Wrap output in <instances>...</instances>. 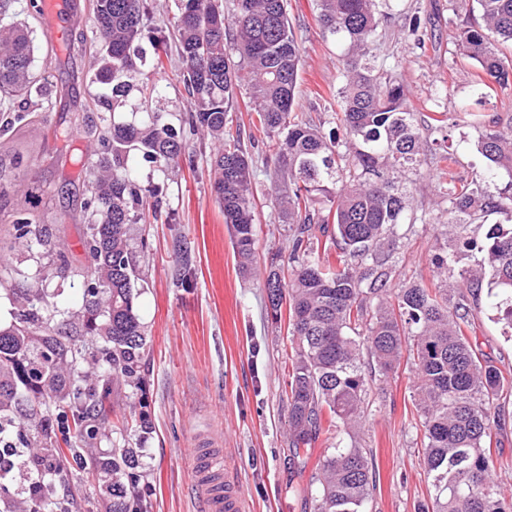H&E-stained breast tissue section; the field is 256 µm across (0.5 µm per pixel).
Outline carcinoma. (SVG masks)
Instances as JSON below:
<instances>
[{
	"label": "carcinoma",
	"mask_w": 512,
	"mask_h": 512,
	"mask_svg": "<svg viewBox=\"0 0 512 512\" xmlns=\"http://www.w3.org/2000/svg\"><path fill=\"white\" fill-rule=\"evenodd\" d=\"M167 30L151 31L149 0H91L95 48L93 83L102 117L89 130L104 146L92 164L85 209L88 261L82 304L59 310L42 288L17 300L13 321L0 326V447L26 448L22 463L49 477L40 490L19 498L0 487V512H70L57 495L68 476L69 456L51 425V413L72 419L75 440L88 434L91 416L106 411L113 381L136 390L143 383L146 336L134 305L138 268L129 226L161 212L157 185L137 182L135 152L155 171L181 163L195 167L184 127L215 146L209 177L231 233L240 272L255 274L254 159L232 133L230 112L237 94L249 95L261 131L274 140L275 181L271 204L288 225V254L264 262L262 288L267 315L288 311L295 343L285 390L289 446L294 464L304 465L322 435L360 428L377 378L401 358L414 378L416 426L422 428V461L432 492L417 512H512L495 490L493 435L506 423L512 371L494 365L469 340L473 329L468 294L487 289L495 308L512 323V227L494 224L475 270L449 273L456 263L448 245L434 258L435 274L392 291L387 287L394 242L413 196L396 185L395 174L419 172L430 147L415 124L403 80L378 62V0H315L324 38L341 48L337 78L340 127L329 133L292 115L303 50L295 38L285 0H174ZM468 17L448 53L475 62L489 82L512 87V0H471ZM0 0V112L13 122L44 110L47 79L33 69L29 26ZM173 43L182 59L179 82L191 105L177 128L159 106L163 88L155 78L161 54ZM478 150L487 168L475 180L448 189L446 239L465 226L499 213L512 221V121L482 124ZM440 174H452L455 158L433 154ZM508 182L497 194L490 183ZM318 228L342 253L333 266L310 247ZM14 243L37 244L52 254L46 228L23 218ZM104 474L110 512H144L136 496L140 480L135 452L116 442L112 454L93 460ZM313 512H365L370 468L364 448L325 449L318 463Z\"/></svg>",
	"instance_id": "cac0c4a2"
}]
</instances>
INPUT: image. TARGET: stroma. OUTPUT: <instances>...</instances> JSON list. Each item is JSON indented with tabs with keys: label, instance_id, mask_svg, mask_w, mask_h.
<instances>
[{
	"label": "stroma",
	"instance_id": "obj_1",
	"mask_svg": "<svg viewBox=\"0 0 512 512\" xmlns=\"http://www.w3.org/2000/svg\"><path fill=\"white\" fill-rule=\"evenodd\" d=\"M75 19L51 41L43 17L32 22L34 68L44 75L53 105L0 135V241L11 238L18 219L30 218L63 242L67 265L54 258L36 259L13 249L0 271V323L9 324L13 289L42 279L51 302L79 309L85 269L84 230L89 166L100 150L87 125L99 113L89 83L94 73L89 53L73 50L75 34L91 33L90 0H71ZM427 17V31L449 41L464 17L448 0H403ZM290 25L303 48L298 85V118L335 127L338 122L336 66L339 50L324 40L314 0H286ZM405 20L395 15L386 25L379 54L397 66L410 103L428 143L447 141L459 160L458 183L479 175L486 161L477 149L479 121L512 114V88L479 98L476 70L455 62L447 51L418 48L402 34ZM478 106L477 118L457 119L462 104ZM445 112L455 125L439 132L434 116ZM240 125L243 145L258 160L253 185L257 251L266 256L287 250L288 230L269 204L271 171L261 163L268 153L262 133L250 123L246 96L229 114ZM196 164L164 173L141 168V180L163 188L162 216L132 227L131 245L142 270L135 283V306L147 338L145 388L133 394L122 383L111 385L107 424L90 446L102 458L112 448L113 423L135 421L146 413L153 429L139 436L128 429L127 441L138 455L142 477L137 495L147 512H204L195 488L193 450L206 442L222 451L245 499V512H313L317 462L332 442L319 437L304 470L290 462L288 381L291 338L287 320L271 322L266 295L255 277L237 266L224 216L215 203L208 177L209 141L194 140ZM400 186L415 196L414 221L399 224L395 250L387 264L388 284L401 288L433 275L436 225L445 223L448 206L440 193L446 184L433 166L423 175L399 173ZM476 333L471 341L500 368L512 369V326L500 319L487 297L473 309ZM412 377L407 366L390 373L373 390L361 428L342 435L343 446L369 449L375 475L366 512H416L431 487L421 464L422 433L414 420ZM61 492L74 502L73 512H108L100 475L74 457Z\"/></svg>",
	"mask_w": 512,
	"mask_h": 512
}]
</instances>
